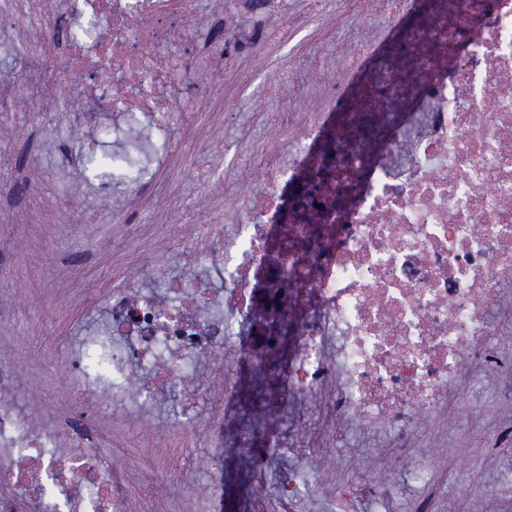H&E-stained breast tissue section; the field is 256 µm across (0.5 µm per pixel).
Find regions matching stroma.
<instances>
[{"label":"stroma","instance_id":"35a3bbf8","mask_svg":"<svg viewBox=\"0 0 512 512\" xmlns=\"http://www.w3.org/2000/svg\"><path fill=\"white\" fill-rule=\"evenodd\" d=\"M40 8L39 0H14L9 19L0 22V41L19 46L17 52L0 55V84L16 80L28 65L27 46L35 37L31 16ZM318 37L313 25L294 32L288 49L273 60L231 53L226 67L246 69L249 78L243 83L224 78L202 58L190 67L176 65L180 99L196 104L197 110L183 131L179 151L156 169V191L133 201L128 225L113 220L112 203L100 197L94 180L59 163L61 144L74 152L82 147L71 117L56 106L66 87L49 97V112L0 125V187L8 190L0 197V361L14 368L8 397L24 421L39 428L49 419L73 414L60 396L70 379L48 354L71 341L74 325L100 307L112 289L145 287L139 272L145 260L174 265L181 244L196 239L201 225L223 219V203L211 199L212 185L224 179L223 167H215L203 183L196 166L205 164L214 140L226 157L234 156L245 131L225 125V113L259 117L271 103L279 68L303 64ZM172 187L195 202L180 224L172 221L167 196ZM98 411L101 442L126 455L138 485L150 470L145 450L155 441V428L182 427L185 446L173 461L184 464L189 486H204L230 454L228 448L214 447L203 412L188 420L169 407L135 418L104 402ZM371 455L368 448L324 443L312 452L310 472L336 475L366 461L370 475L376 476L380 469ZM419 459L448 470L447 498L439 512H512V455L486 456L464 409L452 411L447 437L432 436ZM477 481L498 486V495L484 497L473 487Z\"/></svg>","mask_w":512,"mask_h":512}]
</instances>
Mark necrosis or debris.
I'll use <instances>...</instances> for the list:
<instances>
[{
    "instance_id": "4bbe7bcc",
    "label": "necrosis or debris",
    "mask_w": 512,
    "mask_h": 512,
    "mask_svg": "<svg viewBox=\"0 0 512 512\" xmlns=\"http://www.w3.org/2000/svg\"><path fill=\"white\" fill-rule=\"evenodd\" d=\"M321 32L308 76L278 73L276 131L246 218L208 225L176 272L115 288L106 318L79 327L55 358L83 413L35 430L0 400V512H125L128 464L88 422L97 400L142 411L177 395L185 414L198 360L223 376L211 436L248 459L296 461L271 495L308 512L299 485L317 437L370 430L378 460L423 488L411 512H435L414 466L423 418L464 403L485 446L512 447V416L488 426V401L512 409V0H309ZM67 29L57 55L0 93V120L38 111L61 83L88 101L80 169L132 162L101 185L113 200L153 190L178 130L174 52L201 41L269 58L270 17L290 0H53ZM230 38L204 35L203 13ZM318 403L320 426L297 421ZM329 512H390L399 482L348 468ZM224 472L180 498L178 512H221Z\"/></svg>"
}]
</instances>
